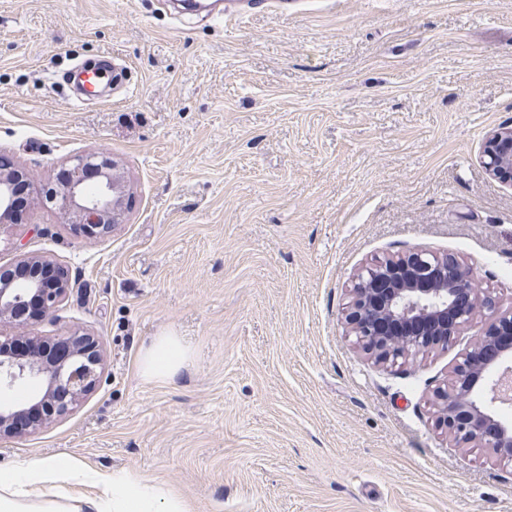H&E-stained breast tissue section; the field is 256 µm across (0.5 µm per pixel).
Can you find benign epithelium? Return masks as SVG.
<instances>
[{
	"label": "benign epithelium",
	"instance_id": "1",
	"mask_svg": "<svg viewBox=\"0 0 512 512\" xmlns=\"http://www.w3.org/2000/svg\"><path fill=\"white\" fill-rule=\"evenodd\" d=\"M489 175L512 187V125L489 133L483 149ZM69 178L51 195L61 214L89 238H98L120 223L127 185L117 164L103 152L76 155L65 163ZM25 168L0 163V224H21L24 214L14 205V188ZM70 288L65 268L53 281L38 277L23 287L0 273V393L14 391L32 380L42 390L25 400H0V438L40 430L71 412L99 383L100 343L85 334L53 341L68 354H18L13 341L29 338L39 346L47 341L27 336L30 322L22 312L36 301L46 317L64 302ZM345 320L356 343L374 358L392 365L437 346L444 347L466 327L476 309L497 310V298L480 286L473 269L450 254L423 249L387 257L362 268L355 277ZM512 335V311L498 317L473 339V349L446 387L435 394L438 424L459 446L486 448L503 461H512V423L497 419L495 406L512 404V342L491 359L483 356L496 336Z\"/></svg>",
	"mask_w": 512,
	"mask_h": 512
}]
</instances>
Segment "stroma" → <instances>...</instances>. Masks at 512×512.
<instances>
[{
    "label": "stroma",
    "mask_w": 512,
    "mask_h": 512,
    "mask_svg": "<svg viewBox=\"0 0 512 512\" xmlns=\"http://www.w3.org/2000/svg\"><path fill=\"white\" fill-rule=\"evenodd\" d=\"M212 23L172 0H0V154L37 181L107 152L121 224L88 239L54 207L0 228L69 271L34 323L99 337L70 414L0 440V470L68 454L175 490L191 512H512V463L457 448L433 393L492 321L396 366L344 320L366 263L449 253L512 310V188L489 132L512 124V0H264ZM120 85L75 104L78 61ZM178 336L184 367L138 371ZM482 158L489 175L512 187V125L489 133ZM187 355L178 336H159L141 355L139 370L144 378H171L184 366Z\"/></svg>",
    "instance_id": "1"
}]
</instances>
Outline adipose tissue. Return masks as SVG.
Segmentation results:
<instances>
[{
  "mask_svg": "<svg viewBox=\"0 0 512 512\" xmlns=\"http://www.w3.org/2000/svg\"><path fill=\"white\" fill-rule=\"evenodd\" d=\"M188 350L179 337H158L139 359L148 379L173 377ZM90 483L101 494L78 497L75 486ZM0 512H189L173 491L130 472L103 473L80 459L60 454L23 462L0 474Z\"/></svg>",
  "mask_w": 512,
  "mask_h": 512,
  "instance_id": "1",
  "label": "adipose tissue"
}]
</instances>
